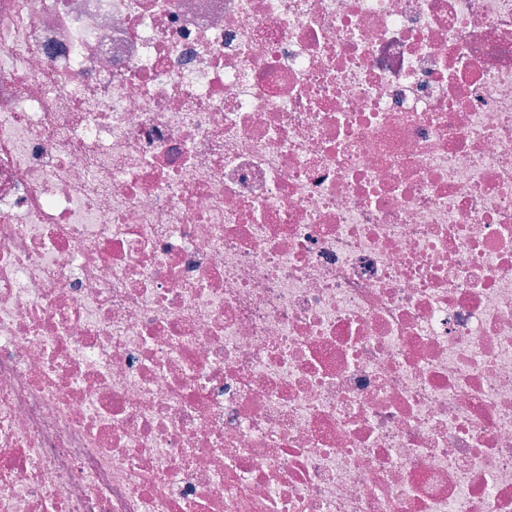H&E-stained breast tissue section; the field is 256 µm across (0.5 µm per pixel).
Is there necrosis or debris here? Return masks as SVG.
<instances>
[{"instance_id":"necrosis-or-debris-1","label":"necrosis or debris","mask_w":512,"mask_h":512,"mask_svg":"<svg viewBox=\"0 0 512 512\" xmlns=\"http://www.w3.org/2000/svg\"><path fill=\"white\" fill-rule=\"evenodd\" d=\"M0 512H512V0H0Z\"/></svg>"}]
</instances>
